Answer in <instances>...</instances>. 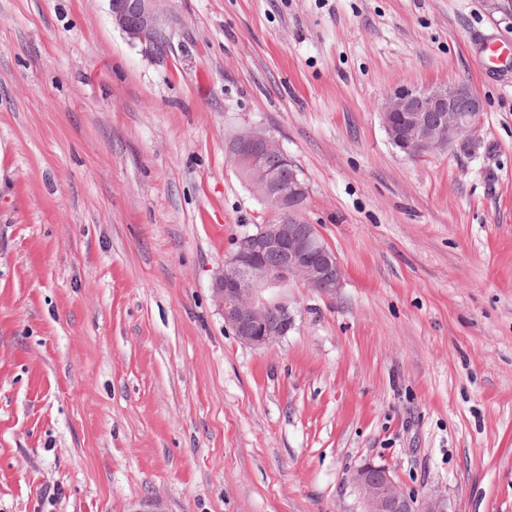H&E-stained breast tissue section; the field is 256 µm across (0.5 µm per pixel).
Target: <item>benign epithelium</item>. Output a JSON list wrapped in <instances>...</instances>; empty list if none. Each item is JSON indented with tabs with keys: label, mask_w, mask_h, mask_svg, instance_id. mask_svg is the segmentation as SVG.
Listing matches in <instances>:
<instances>
[{
	"label": "benign epithelium",
	"mask_w": 512,
	"mask_h": 512,
	"mask_svg": "<svg viewBox=\"0 0 512 512\" xmlns=\"http://www.w3.org/2000/svg\"><path fill=\"white\" fill-rule=\"evenodd\" d=\"M112 23L132 42L162 57L167 38L158 0H109ZM483 106L465 82L399 90L389 95L380 118L390 142L412 158H425L455 144L477 126ZM274 136L262 128L235 134L229 158L253 195L280 224H260L243 236L216 273L213 296L230 329L244 345L265 348L288 334L294 314L285 288L293 279L324 296L341 287V269L335 252L313 224H300L295 214L308 194L298 165L284 157L292 179L283 186L265 162L264 147ZM281 257L269 268L270 255ZM363 503V512H447L440 499H417L405 493L392 470L366 462L351 475Z\"/></svg>",
	"instance_id": "7a95c632"
}]
</instances>
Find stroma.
Wrapping results in <instances>:
<instances>
[{
  "label": "stroma",
  "mask_w": 512,
  "mask_h": 512,
  "mask_svg": "<svg viewBox=\"0 0 512 512\" xmlns=\"http://www.w3.org/2000/svg\"><path fill=\"white\" fill-rule=\"evenodd\" d=\"M0 0V512H360L389 465L512 512V0ZM469 82L466 141L400 153L387 94ZM260 127L334 250L328 298L240 343L215 274L261 221ZM112 23L131 42L145 45L146 50L163 57L167 38L158 0H109Z\"/></svg>",
  "instance_id": "stroma-1"
}]
</instances>
